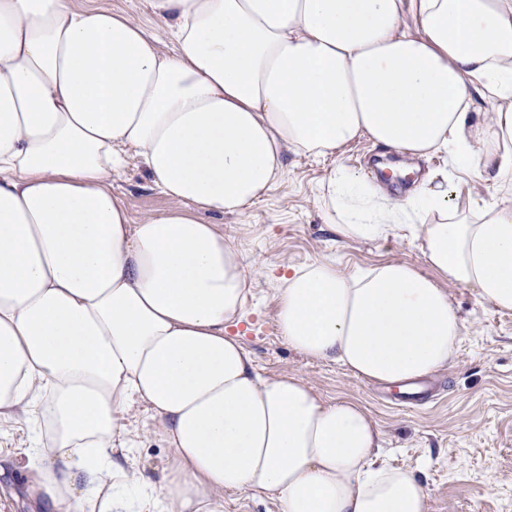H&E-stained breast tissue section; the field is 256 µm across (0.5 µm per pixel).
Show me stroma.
Here are the masks:
<instances>
[{
    "instance_id": "obj_1",
    "label": "stroma",
    "mask_w": 512,
    "mask_h": 512,
    "mask_svg": "<svg viewBox=\"0 0 512 512\" xmlns=\"http://www.w3.org/2000/svg\"><path fill=\"white\" fill-rule=\"evenodd\" d=\"M402 155L359 138L338 156L321 159L288 156L273 188L240 217L215 216L225 236L239 247L251 283L245 322L236 328L260 374L299 373L330 400L364 405L385 436V460L413 469L432 490L431 512H512V313L479 301L473 290H451L453 306L464 324L456 362L425 384L422 400L406 404L398 391L366 382L333 362L311 360L292 350L279 334L275 295L282 267L316 261L336 264L346 273H363L398 261L423 275L438 273L425 263L417 242L402 231L376 240H337L319 200V189L332 169L344 168L366 185H382L390 197L448 167L437 152L396 178L387 167ZM112 191L133 222L171 208L138 162L112 178ZM481 171L454 177L448 198L460 205L498 195ZM135 444L129 461L153 481H161L169 448L147 409L128 418ZM24 433H15L9 450L16 464L13 480L0 484V512H32L18 495L27 479Z\"/></svg>"
}]
</instances>
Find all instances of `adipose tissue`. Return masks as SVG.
I'll use <instances>...</instances> for the list:
<instances>
[{
    "instance_id": "obj_1",
    "label": "adipose tissue",
    "mask_w": 512,
    "mask_h": 512,
    "mask_svg": "<svg viewBox=\"0 0 512 512\" xmlns=\"http://www.w3.org/2000/svg\"><path fill=\"white\" fill-rule=\"evenodd\" d=\"M151 9L148 28L101 0H0V438L28 433L26 496L46 512H224L228 494L429 512L365 406L257 372L229 332L246 316L242 254L198 213L244 215L285 154L363 136L511 181L512 0ZM480 99L496 103L484 120ZM132 154L173 203L137 224L112 193ZM322 201L339 239L406 229L449 286L402 262L289 268L277 320L298 353L409 383L455 358L451 287L512 311V203L460 210L444 177L393 200L342 170ZM141 407L170 448L158 483L128 462Z\"/></svg>"
}]
</instances>
